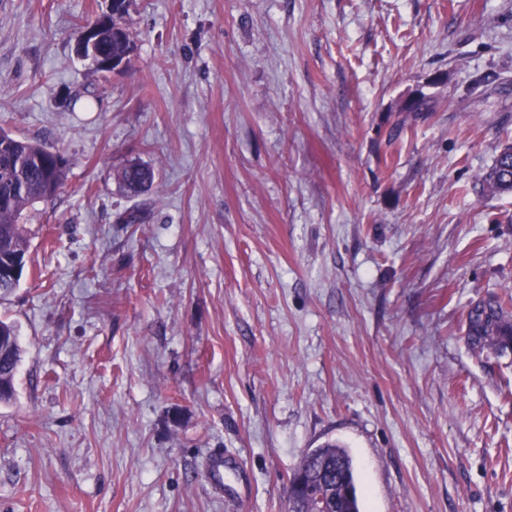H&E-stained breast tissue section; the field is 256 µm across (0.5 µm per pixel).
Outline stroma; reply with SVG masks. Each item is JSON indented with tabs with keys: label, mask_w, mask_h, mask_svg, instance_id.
I'll return each instance as SVG.
<instances>
[{
	"label": "stroma",
	"mask_w": 512,
	"mask_h": 512,
	"mask_svg": "<svg viewBox=\"0 0 512 512\" xmlns=\"http://www.w3.org/2000/svg\"><path fill=\"white\" fill-rule=\"evenodd\" d=\"M109 7L0 0V128L69 161L0 297V512H287L328 441L362 512H512V348L465 342L512 294V193L477 182L512 0H134L102 75L74 30ZM417 91L436 111L399 112ZM118 176L124 189L134 195L147 193L155 179L153 170L139 163L125 165ZM21 349L16 326L0 320V403L10 402L15 395V376Z\"/></svg>",
	"instance_id": "stroma-1"
}]
</instances>
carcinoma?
Here are the masks:
<instances>
[{
  "label": "carcinoma",
  "instance_id": "carcinoma-1",
  "mask_svg": "<svg viewBox=\"0 0 512 512\" xmlns=\"http://www.w3.org/2000/svg\"><path fill=\"white\" fill-rule=\"evenodd\" d=\"M115 16L98 30L102 51L113 58L131 59L135 43L124 22ZM67 177V161L57 150L44 144L23 141L0 129V294L18 287L27 263L28 245L20 220L24 211L38 200L57 195ZM124 189L134 195L147 193L155 176L151 168L129 163L119 172ZM484 189L493 193L512 191V144H506L491 168L480 177ZM147 210L135 207L118 214L120 224H143ZM466 341L474 348H505L512 343V313L495 297L471 305L467 311ZM21 349L16 326L0 320V403L15 395V376ZM292 477L312 487L303 496L289 491L288 512H361L353 460L348 450L328 441L307 452Z\"/></svg>",
  "mask_w": 512,
  "mask_h": 512
}]
</instances>
